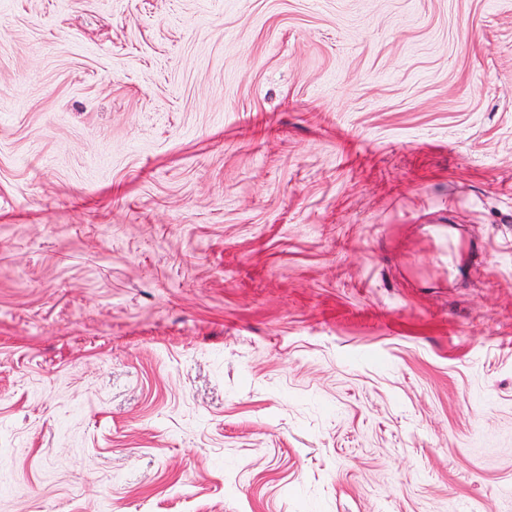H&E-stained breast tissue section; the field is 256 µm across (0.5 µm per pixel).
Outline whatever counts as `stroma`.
<instances>
[{"label":"stroma","instance_id":"obj_1","mask_svg":"<svg viewBox=\"0 0 512 512\" xmlns=\"http://www.w3.org/2000/svg\"><path fill=\"white\" fill-rule=\"evenodd\" d=\"M0 512H512V0H0Z\"/></svg>","mask_w":512,"mask_h":512}]
</instances>
